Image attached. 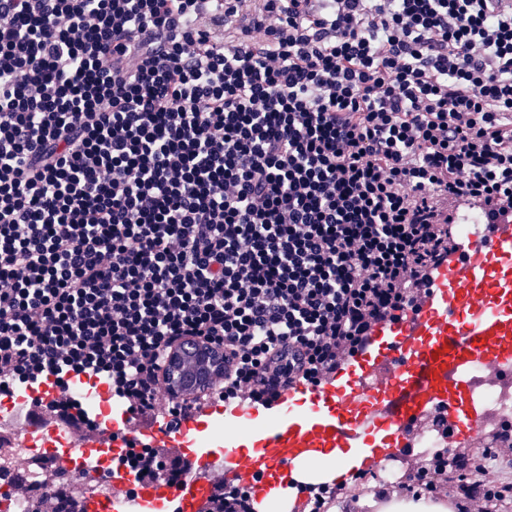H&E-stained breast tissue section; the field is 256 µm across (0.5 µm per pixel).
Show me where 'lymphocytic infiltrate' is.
Listing matches in <instances>:
<instances>
[{
    "instance_id": "obj_1",
    "label": "lymphocytic infiltrate",
    "mask_w": 512,
    "mask_h": 512,
    "mask_svg": "<svg viewBox=\"0 0 512 512\" xmlns=\"http://www.w3.org/2000/svg\"><path fill=\"white\" fill-rule=\"evenodd\" d=\"M0 0V385L104 381L156 415L167 352L226 402L320 385L512 209V10L489 0ZM488 449L429 470L512 512ZM224 373V353L202 341L188 339L171 351L164 374L165 387L177 399H189L203 392L192 387L209 385ZM191 388V389H189ZM182 389H188L180 392Z\"/></svg>"
}]
</instances>
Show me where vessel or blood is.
Segmentation results:
<instances>
[{"mask_svg": "<svg viewBox=\"0 0 512 512\" xmlns=\"http://www.w3.org/2000/svg\"><path fill=\"white\" fill-rule=\"evenodd\" d=\"M475 232L461 240L452 260L440 265L417 303L380 322L367 345L330 383L283 391L266 414L224 418V438L193 459L179 482L143 483L122 512H142L143 499L180 503L198 512L210 495L216 471L233 473L256 499L287 485L296 466L355 449L374 463L401 454L415 439L421 419L448 417L453 443L475 436L482 417L475 410L462 371L472 365L498 371L512 362V210L481 213ZM32 405L18 404L7 427L36 429ZM116 429L99 428L75 449L73 467L86 466L92 449L124 441ZM137 443L167 448L173 438L158 423L140 427Z\"/></svg>", "mask_w": 512, "mask_h": 512, "instance_id": "b4317fda", "label": "vessel or blood"}]
</instances>
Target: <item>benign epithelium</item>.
Returning a JSON list of instances; mask_svg holds the SVG:
<instances>
[{"mask_svg":"<svg viewBox=\"0 0 512 512\" xmlns=\"http://www.w3.org/2000/svg\"><path fill=\"white\" fill-rule=\"evenodd\" d=\"M224 373V353L199 340L188 339L171 351L164 374L169 394L208 385Z\"/></svg>","mask_w":512,"mask_h":512,"instance_id":"7a95c632","label":"benign epithelium"}]
</instances>
